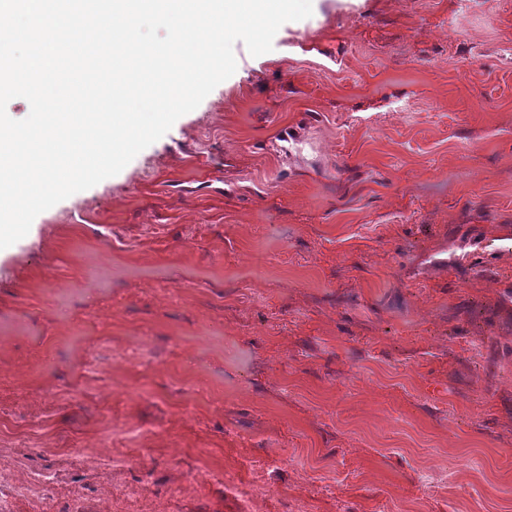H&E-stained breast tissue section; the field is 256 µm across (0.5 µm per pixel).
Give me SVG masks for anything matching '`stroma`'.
<instances>
[{
	"mask_svg": "<svg viewBox=\"0 0 512 512\" xmlns=\"http://www.w3.org/2000/svg\"><path fill=\"white\" fill-rule=\"evenodd\" d=\"M234 54L0 249V512H512V0Z\"/></svg>",
	"mask_w": 512,
	"mask_h": 512,
	"instance_id": "stroma-1",
	"label": "stroma"
}]
</instances>
